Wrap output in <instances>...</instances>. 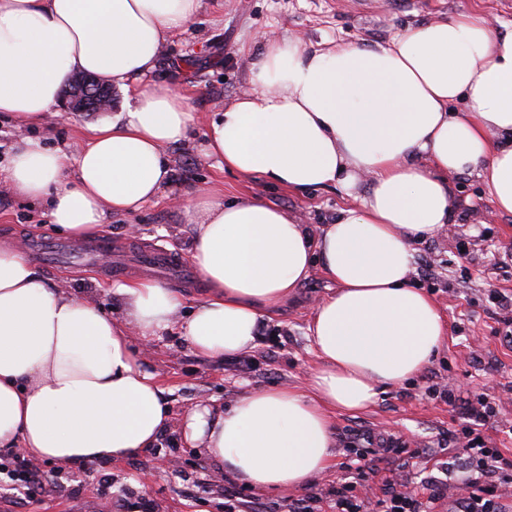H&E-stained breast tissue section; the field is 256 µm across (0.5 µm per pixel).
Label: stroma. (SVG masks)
I'll use <instances>...</instances> for the list:
<instances>
[{"label": "stroma", "instance_id": "stroma-1", "mask_svg": "<svg viewBox=\"0 0 512 512\" xmlns=\"http://www.w3.org/2000/svg\"><path fill=\"white\" fill-rule=\"evenodd\" d=\"M466 11L484 13L496 26L512 22V0H204L197 21L165 43L150 77L151 83L186 93L194 114L187 140L165 150L173 169L170 184L140 210L109 215L98 232L112 242L108 263L66 269L42 263L40 277L49 287L94 299L106 313L120 315L113 283L146 275L173 281L170 273L141 268L142 254L161 251L172 263L190 267L193 227L184 208L202 190L220 200L257 196L297 214L303 223H331L350 202L340 187L289 190L243 179L206 157L200 147L211 113L248 85L250 60L269 39L296 36L311 50L332 41L374 46L407 25ZM124 103V93L113 89L112 107L104 116H119ZM56 110L50 127L25 132L1 118L0 164L21 135L39 138L52 150L71 151L88 126L104 117L75 114L61 104ZM449 183L459 208L439 234L415 243L412 277L446 317L448 341L419 376L382 389L370 408L334 415L336 457L329 470L311 481L314 492L326 493L356 477L360 456L350 446L355 436L377 445L395 438L407 452L394 478L417 492L431 479L447 483L434 512H456L459 500L471 492L464 453L469 421L461 406L433 399L429 388L435 383L464 398H494L497 413L487 420L484 433L500 450L499 475L512 476V341L504 338V312L492 300L496 293L512 296V215L494 208L476 174L453 175ZM12 238L29 244L61 241L65 235L51 224L45 203L18 200L0 187V240ZM327 286L322 270L313 268L295 297L263 324L256 349L246 356V370L234 358L197 355L173 330L149 343L135 340L142 368L156 374L164 387L174 425L202 399L227 408L254 389L303 384L317 364L307 324ZM174 425L160 434L156 448L121 462H91L74 471L42 462L44 485L27 502L0 483V512H245L252 501L261 503L264 512H286L291 491L258 492L225 477L201 449L182 440ZM164 455L173 458L172 466L158 467L157 459ZM146 500L151 503L147 510L142 507Z\"/></svg>", "mask_w": 512, "mask_h": 512}]
</instances>
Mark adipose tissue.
Here are the masks:
<instances>
[{
	"label": "adipose tissue",
	"mask_w": 512,
	"mask_h": 512,
	"mask_svg": "<svg viewBox=\"0 0 512 512\" xmlns=\"http://www.w3.org/2000/svg\"><path fill=\"white\" fill-rule=\"evenodd\" d=\"M202 7L0 0V115L49 121L75 72L126 95L124 112L91 127L75 154L21 138L0 169L7 189L45 200L51 223L78 241L107 214L156 198L170 182L165 148L186 138L193 114L182 93L144 80ZM250 71V88L214 113L204 155L291 190L365 181L367 195L314 231L258 199L198 193L185 212L203 288L183 320L186 296L165 283H114L124 313L113 317L46 287L22 244L0 243V451L69 469L153 447L171 412L133 337L175 328L209 359L252 350L317 265L334 288L308 327L320 364L307 385L250 391L226 410L200 402L181 421L185 440L243 485L300 489L331 464L335 413L374 404L379 387L420 374L447 341L436 303L410 283L412 246L448 224L452 174L477 173L496 210L512 214V30L473 11L373 48L310 51L285 36L267 41Z\"/></svg>",
	"instance_id": "1"
}]
</instances>
